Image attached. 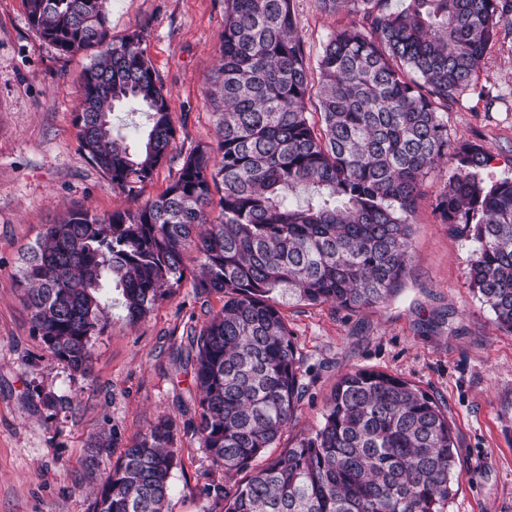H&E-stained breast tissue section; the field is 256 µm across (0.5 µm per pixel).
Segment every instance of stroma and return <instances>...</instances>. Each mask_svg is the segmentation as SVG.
<instances>
[{
  "label": "stroma",
  "instance_id": "1",
  "mask_svg": "<svg viewBox=\"0 0 512 512\" xmlns=\"http://www.w3.org/2000/svg\"><path fill=\"white\" fill-rule=\"evenodd\" d=\"M108 7L113 38L141 32L176 128L168 161L132 194L112 191L79 150L73 112L89 55H61L30 27L23 0H0V512H90L95 488L126 446L162 417L177 427L168 512H207L203 487L225 481L193 432L198 393L189 343L221 309L218 295H196L183 282L133 324L111 293L108 325L92 336V366L82 372L33 334L15 281L21 249L66 210L136 208L166 190L186 154L218 142L207 98L224 0H109ZM293 10L306 58L316 64L327 36L349 19L321 11L316 0H293ZM447 117L451 141L477 142L490 155L486 181L512 176V23L501 26ZM452 172L440 164L424 183L409 273L395 297L355 312L283 305L307 391L270 453L319 426L344 374L378 370L446 407L459 447L449 512H512V333L497 328L469 284L472 242L437 216ZM109 432L112 447L95 450L94 438Z\"/></svg>",
  "mask_w": 512,
  "mask_h": 512
}]
</instances>
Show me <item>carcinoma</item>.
Here are the masks:
<instances>
[{
    "mask_svg": "<svg viewBox=\"0 0 512 512\" xmlns=\"http://www.w3.org/2000/svg\"><path fill=\"white\" fill-rule=\"evenodd\" d=\"M291 2L224 0L210 99L217 150H193L165 192L134 209L76 208L47 225L21 254L18 287L33 332L56 359L84 370L107 321L108 290L138 323L181 286L183 255L195 252L192 288L224 305L191 340L193 431L224 474H245L231 488H204L207 512H447L458 454L447 411L381 371L341 377L317 429L262 468L252 462L305 394L281 305L355 311L395 295L421 188L442 160L453 174L436 205L440 223L475 243L470 286L512 332V178L486 182L485 148L450 141L444 120L512 21V0H406L399 10L390 0H317L359 21L329 34L315 78ZM24 4L30 26L60 54L96 50L74 113L81 150L114 190L150 181L176 129L141 33L113 39L108 0ZM120 106L143 118L131 144L112 124ZM175 434L166 418L135 439L91 512H165Z\"/></svg>",
    "mask_w": 512,
    "mask_h": 512,
    "instance_id": "carcinoma-1",
    "label": "carcinoma"
}]
</instances>
